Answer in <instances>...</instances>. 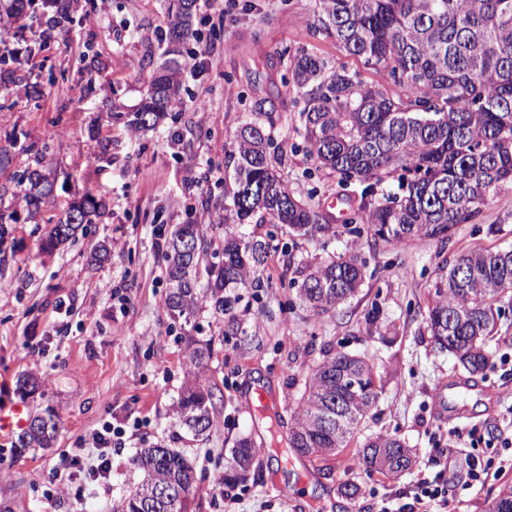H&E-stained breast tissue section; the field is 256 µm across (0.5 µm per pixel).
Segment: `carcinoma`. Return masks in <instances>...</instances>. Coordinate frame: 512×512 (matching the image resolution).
<instances>
[{"mask_svg":"<svg viewBox=\"0 0 512 512\" xmlns=\"http://www.w3.org/2000/svg\"><path fill=\"white\" fill-rule=\"evenodd\" d=\"M170 29L157 69L133 112H114L135 129H153L173 118L180 103L179 62L197 35L196 0H172ZM307 27L336 40L364 67L385 72L395 89L367 81L357 69L304 49L288 66L287 84L303 100L298 134L315 169L338 179L340 188L362 186L344 228L394 246L418 237L445 244L461 224H472L490 194L512 186V0H318ZM281 101L252 102L251 115L233 133L224 171V248L208 263L199 224H177L163 259L170 291L166 306L181 325L195 326L204 308L228 314L236 291L253 284L269 244L243 232L247 224H276L290 234L316 236L333 229L318 207L288 188V154L272 130ZM18 183L25 201L39 206L54 182L27 168ZM100 205L86 196L70 204L51 228L44 248L53 249L86 233ZM292 278L299 298L329 312L352 298L367 276L358 254L300 264ZM512 301V247H477L440 267L426 329L435 347L451 353L472 376L489 364L486 341L501 319L503 300ZM307 374L288 430L284 454L324 456L350 447L374 408L380 378L356 354L321 349ZM211 343L191 339L190 367L204 366ZM359 379L361 390L343 385ZM217 396L210 386L187 383L178 401L181 425L197 435L215 426ZM53 418L36 417L15 451L49 447ZM257 448L248 438L232 449V468L246 470ZM370 471L396 477L412 465V452L395 434L368 438L361 450ZM134 465L142 480L113 512H187L195 472L179 451L162 444L141 448ZM488 512H512V485L499 489Z\"/></svg>","mask_w":512,"mask_h":512,"instance_id":"cac0c4a2","label":"carcinoma"}]
</instances>
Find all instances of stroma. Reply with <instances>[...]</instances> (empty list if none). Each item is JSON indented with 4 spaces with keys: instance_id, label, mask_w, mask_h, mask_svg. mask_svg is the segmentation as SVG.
<instances>
[{
    "instance_id": "1",
    "label": "stroma",
    "mask_w": 512,
    "mask_h": 512,
    "mask_svg": "<svg viewBox=\"0 0 512 512\" xmlns=\"http://www.w3.org/2000/svg\"><path fill=\"white\" fill-rule=\"evenodd\" d=\"M225 0H198L196 28L221 64L213 70L183 55V106L174 119L142 133L113 123V105H136L161 64L170 20L167 0H76L66 27L49 24L51 0H34L38 22H6L12 66L27 84L0 88V147L12 155L0 171V213L16 214L0 235V373L5 398H24L30 416L53 410L51 447L16 454L17 435L0 438V512H112L140 475L136 449L161 443L180 449L195 468L193 512H396L400 494L424 471H438L471 451L472 427L496 423L512 430V305L488 343L490 364L478 378L479 396L457 397L468 377L448 352L436 349L423 315L438 267L462 251L512 243V187L491 194L476 223L460 225L447 243L419 237L391 246L339 231L273 235L259 287L241 289L231 315L206 310L197 322L213 354L201 381L224 398L216 425L196 437L179 425L177 401L188 380L186 332L165 305L168 285L162 254L171 224L202 225L210 250L222 247L224 158L231 136L258 98L280 96L285 110L273 136L288 153V185L304 201L340 217L327 200L341 196L336 181L314 174L296 135L301 108L284 82L286 51L306 49L355 69L334 39L315 36L306 22L316 0H237L224 25L208 16ZM204 98L207 111L193 108ZM49 169L55 194L29 215L16 175ZM90 193L105 209L86 235L47 252L41 244L75 194ZM106 247L97 263L91 251ZM356 252L369 261L355 298L321 314L302 303L290 281L298 262ZM378 331L369 334L368 314ZM239 332H225L228 318ZM366 356L381 379L378 402L350 448L322 459L272 456L271 441L287 435L305 376L322 345ZM37 391L21 396L23 378ZM263 390L270 414L250 416L253 390ZM124 429L112 455L108 486H84L82 497H47V477L62 454L90 453L89 438L104 422ZM395 434L415 461L398 477L367 470L360 451L366 438ZM260 454L231 499L217 490L240 438ZM499 472L484 485L448 487L447 512H486L489 497L512 484V452L488 448ZM358 487L354 500L340 494Z\"/></svg>"
}]
</instances>
